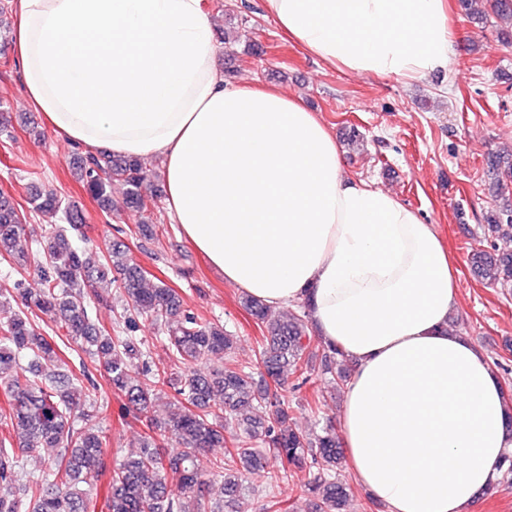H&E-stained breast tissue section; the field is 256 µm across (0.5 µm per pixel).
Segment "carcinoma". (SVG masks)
Returning a JSON list of instances; mask_svg holds the SVG:
<instances>
[{"instance_id": "1", "label": "carcinoma", "mask_w": 512, "mask_h": 512, "mask_svg": "<svg viewBox=\"0 0 512 512\" xmlns=\"http://www.w3.org/2000/svg\"><path fill=\"white\" fill-rule=\"evenodd\" d=\"M488 18L497 23L502 40H512V0H486L478 20ZM486 168L488 192L499 199L498 209L486 218L488 231L512 239V193L506 191L512 154L488 155ZM150 172L140 158L106 153L79 154L72 163L73 176L92 197L109 202L112 185L118 183L125 206L140 213L152 210L162 197L160 189L150 196L142 193ZM30 205L60 225L37 267L43 288H19L16 297L0 293V373L12 372L6 385L11 403L0 422L8 432L0 439V512H205L204 500L211 493L218 496L216 512H240L244 474L263 470L272 491L292 473L304 472L305 491L317 499L318 512H348V487L336 475L343 460L336 429L328 422L310 437L290 424L285 404L287 376L295 377L296 390L315 371L306 315L290 310L273 318L271 307L243 295L242 306L263 328L257 368L243 366L234 355V336L224 326L185 309L174 289L148 283L147 272L130 263L126 230L117 229L119 236L103 251L76 249L64 231L81 232L85 218L77 206L55 190L34 194ZM26 237L27 214L0 194V260L19 275L28 267ZM470 263L490 284L512 281V250L473 249ZM107 278L127 304L113 331L93 318V304L105 300L94 284ZM38 312L103 366L108 384L121 394V416L130 415L144 427L138 453L108 461L100 387L92 381L84 385L88 375L76 374L58 357L59 343L35 321ZM144 320L166 330L169 359L181 369L177 378L149 361L145 340L138 336ZM215 355L222 365L198 373V364ZM51 358L59 361L55 369L28 375ZM322 364L336 372V387L346 385L351 365L339 350L325 348ZM166 386L174 389L171 404L177 413L161 422L153 403ZM172 438L182 452L166 451ZM16 446L23 451L60 448L63 454L47 471L28 476ZM217 447L224 448V456L211 460L212 479L206 480L198 454ZM271 457L281 461V468L268 469ZM102 473L110 474L111 481L110 494L100 505L82 485Z\"/></svg>"}]
</instances>
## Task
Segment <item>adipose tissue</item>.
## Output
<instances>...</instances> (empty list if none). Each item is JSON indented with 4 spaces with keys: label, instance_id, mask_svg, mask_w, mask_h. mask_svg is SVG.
Wrapping results in <instances>:
<instances>
[{
    "label": "adipose tissue",
    "instance_id": "ef3b65f1",
    "mask_svg": "<svg viewBox=\"0 0 512 512\" xmlns=\"http://www.w3.org/2000/svg\"><path fill=\"white\" fill-rule=\"evenodd\" d=\"M283 38L356 75L420 80L453 54L450 0H264ZM27 101L95 154L155 157L168 212L226 282L309 302L354 362L348 467L389 512H474L512 438L483 350L448 333L458 272L433 225L346 178L326 126L275 87L230 86L203 0H17Z\"/></svg>",
    "mask_w": 512,
    "mask_h": 512
}]
</instances>
